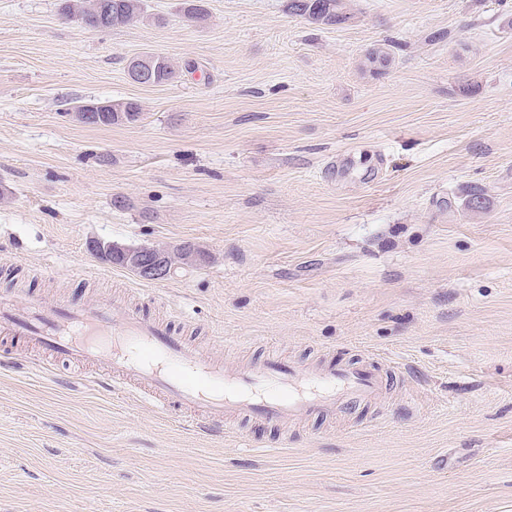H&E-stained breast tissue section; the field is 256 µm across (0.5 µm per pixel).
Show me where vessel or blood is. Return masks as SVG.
I'll list each match as a JSON object with an SVG mask.
<instances>
[{"instance_id":"obj_1","label":"vessel or blood","mask_w":512,"mask_h":512,"mask_svg":"<svg viewBox=\"0 0 512 512\" xmlns=\"http://www.w3.org/2000/svg\"><path fill=\"white\" fill-rule=\"evenodd\" d=\"M0 334L87 364L109 355L111 382L133 384L161 413L186 411L205 424L237 416L281 423L364 407L396 379L362 361L312 372L273 359L228 371L199 356L169 325L104 295L83 305L50 303L32 292L20 299L0 295Z\"/></svg>"}]
</instances>
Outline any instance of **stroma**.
<instances>
[{"label": "stroma", "mask_w": 512, "mask_h": 512, "mask_svg": "<svg viewBox=\"0 0 512 512\" xmlns=\"http://www.w3.org/2000/svg\"><path fill=\"white\" fill-rule=\"evenodd\" d=\"M341 3L328 26L204 0L195 25L145 0L87 31L59 0H0V293L121 295L232 366L400 375L368 407L211 436L105 368L16 356L0 512H512V0ZM145 51L175 78L134 83ZM90 100L143 116L69 115ZM94 241L206 258L147 282ZM132 102V101H127ZM127 102H112L108 101L106 103H98L96 101H90L84 104V112H81L79 115V119L88 124H95L99 123L103 119L102 112L108 113L112 115V120L109 117H105L104 121L99 126H110L112 124H119V123H136L137 120H131L126 115V112H140L141 115L143 114L139 105L137 103H127ZM116 103H127L123 107L118 106L112 107V104ZM119 112H122V115L119 114Z\"/></svg>", "instance_id": "stroma-1"}]
</instances>
